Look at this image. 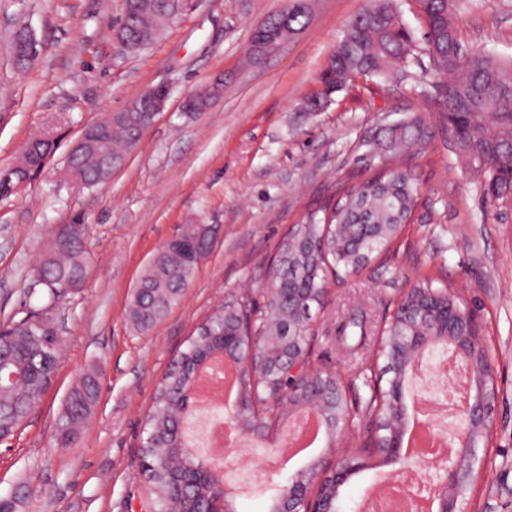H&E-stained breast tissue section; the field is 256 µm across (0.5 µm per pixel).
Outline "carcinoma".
Listing matches in <instances>:
<instances>
[{"label": "carcinoma", "mask_w": 512, "mask_h": 512, "mask_svg": "<svg viewBox=\"0 0 512 512\" xmlns=\"http://www.w3.org/2000/svg\"><path fill=\"white\" fill-rule=\"evenodd\" d=\"M182 9L181 0H122L117 24L131 52L153 44L169 19ZM425 51L436 69L446 76L441 90V108L452 138L461 145L459 153L487 178L496 198L508 195L512 180L497 176L492 165L512 169V66L500 64L483 50L470 51L459 61L456 26L450 0H425ZM310 15L297 0L265 19L269 31L286 28L301 31ZM392 0L372 3L347 24L344 37L331 53L321 77L323 92L309 99L306 108L317 112L327 96L339 91L350 76L364 74L382 77L397 63L415 58L416 41L408 30L395 28ZM134 107L112 125V134L98 139L96 149L87 155L68 159V172L78 182L92 187L103 180L101 161L120 160L132 145L141 141V129L148 119V102L139 97ZM432 138L425 118L418 112L406 122L381 131L391 170L374 174L357 189L347 192L333 206L322 208L323 217L312 214L292 228L283 239L273 288L264 306L250 296L220 305L200 324L186 348L171 360L158 387L144 426L139 472L156 512H206L216 497L224 476L199 473L200 463L186 455L190 447L185 423L191 417L192 392L197 374L214 357L224 355L229 344L240 353L238 363L237 419L233 425L241 433L268 428L281 417V409L292 395L295 380L288 368L265 370L267 346L273 339L288 344L292 339L309 353L311 327L303 319L305 306L319 304L325 294L327 274L352 273L373 254L390 245L401 225L407 223L417 206L415 175L401 161L420 154ZM54 140L38 137L27 147L35 161L51 153ZM216 230L206 224H185L181 235L165 244L141 276L127 310L130 324L138 331L150 329L177 303L190 284L199 263L209 254ZM40 273L51 299L59 294V283L81 284L87 267L85 241L75 234L54 236ZM427 297L444 307H461L460 298L448 287H437L432 279L412 286L391 320L384 327L380 356L391 361L397 340L413 336H443L448 327L430 316L406 315ZM292 304L300 311L299 328L288 333L278 323L279 306ZM54 330L38 329L25 319L0 324V433H11L38 404L49 388L59 361L49 343ZM400 384L398 371L386 389L376 387L366 401L361 419L382 431L378 440L391 435L396 420L380 409L394 404ZM99 394V383L92 373L84 374L71 390L58 419L62 440L69 443L78 435L82 422L91 414Z\"/></svg>", "instance_id": "cac0c4a2"}]
</instances>
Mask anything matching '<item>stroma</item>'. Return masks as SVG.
Instances as JSON below:
<instances>
[{
  "label": "stroma",
  "instance_id": "35a3bbf8",
  "mask_svg": "<svg viewBox=\"0 0 512 512\" xmlns=\"http://www.w3.org/2000/svg\"><path fill=\"white\" fill-rule=\"evenodd\" d=\"M287 0H186L161 37L137 53L112 37L121 0H0V172L34 136L57 149L21 192L0 198V322L49 313L61 341L60 365L23 426L0 442V497L17 512H154L139 477L144 418L173 356L220 304L251 291L264 302L263 275L283 236L342 189L372 176L356 146L376 127L424 113L433 129L410 160L420 200L391 250L358 272L330 281L329 304L313 309L310 361L355 383L348 403L369 389L357 376L378 358L384 318L420 277H437L476 317L493 371L494 415L479 446L463 512H512V196L493 197L463 165L434 100L438 75L428 55L417 65L363 77L336 92L321 111L305 109L347 23L367 0H316L307 26L266 56H246L253 30ZM460 41L512 60V0H454ZM28 29L38 56L18 68L14 32ZM227 86L203 112L183 98L216 77ZM165 85L163 112L125 165L84 189L65 174L82 128L124 110ZM86 227L87 273L81 288L49 301L33 283L56 226ZM185 224H214L218 234L179 302L152 329L136 330L127 309L149 262ZM364 315V344L344 341L352 314ZM96 372L100 396L78 439L61 446L56 422L83 373ZM295 417L252 433L261 476L232 485L226 512H270L276 484L358 447L352 427L338 445L327 436L305 455L264 464ZM365 468L339 489L337 512H361L374 480L411 469L406 458L364 453Z\"/></svg>",
  "mask_w": 512,
  "mask_h": 512
}]
</instances>
